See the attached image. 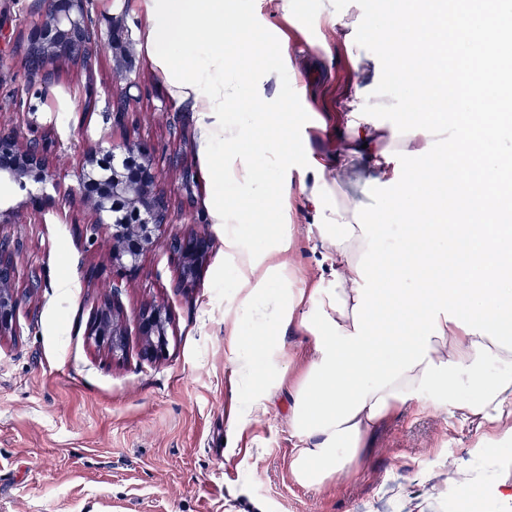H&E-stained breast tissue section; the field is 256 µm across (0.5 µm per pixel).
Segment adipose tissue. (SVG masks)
<instances>
[{
	"label": "adipose tissue",
	"instance_id": "obj_1",
	"mask_svg": "<svg viewBox=\"0 0 512 512\" xmlns=\"http://www.w3.org/2000/svg\"><path fill=\"white\" fill-rule=\"evenodd\" d=\"M161 9L153 34L154 50L169 70L180 75L181 96L193 98L199 111L220 112L231 88L212 85L201 91L195 74H181L182 59L194 35L204 32L205 45L212 59L236 55L250 36V23L240 11L225 12L224 0H159ZM346 133L336 141L337 158L364 153L379 182L394 177L393 164L384 153L390 150L418 151L425 135L393 137L391 130L349 116ZM224 134V164L219 180L229 183H257L261 176L249 160L253 143L244 131L218 129L209 125L206 139ZM312 183H300L298 192L315 208L324 210L321 239L329 251L331 267L341 284L337 289L348 305L358 301L356 264L367 244L353 218V203L345 197L324 200L320 184L332 168L331 161L312 158ZM274 210L279 221L256 225L257 233L272 240L271 247L256 251L238 234L228 235L224 247L235 263L237 286L243 306L272 299L279 328L300 326L313 303L314 284L300 282L299 269L292 259L296 248L292 197L284 191L275 194ZM443 337L431 340L428 357L422 364L402 374L392 385L370 393L364 409L341 426L304 438L303 446L291 459V470L302 485L320 486L334 476L350 472L364 463L368 444L378 426L391 416L419 403L425 407L451 405L461 416L478 427H491L494 437L512 440V352L495 346L485 336L465 333L453 322L442 324ZM468 382L473 395H457L461 382Z\"/></svg>",
	"mask_w": 512,
	"mask_h": 512
}]
</instances>
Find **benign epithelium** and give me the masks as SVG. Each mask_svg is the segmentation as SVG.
Instances as JSON below:
<instances>
[{
    "label": "benign epithelium",
    "instance_id": "obj_1",
    "mask_svg": "<svg viewBox=\"0 0 512 512\" xmlns=\"http://www.w3.org/2000/svg\"><path fill=\"white\" fill-rule=\"evenodd\" d=\"M109 0H34L37 20L17 33L15 51L22 56L27 85H39L45 91L57 82V64L67 62L88 74L83 112L95 107L93 67L102 51L112 49V77L123 83L114 100L112 131L121 140L112 141L106 155L112 163L100 168L97 182L102 191L89 195L86 178L97 164L100 151L83 152L78 188L62 189L60 176L49 162L55 139L43 131L29 130L21 135L0 131V180L20 181L34 177L50 185L63 196H79L82 204L96 215V223L78 226L77 236L91 239L104 231L109 241V266L112 270V296L99 304L87 329V339L106 349L112 356L126 353L128 332L122 320L120 284L140 271L143 255L164 237L171 223L170 203L160 188L161 174L152 166L151 148L144 141L130 140L126 129L133 105L141 96L138 80L130 77L128 48L131 38L124 33L121 19L106 17L107 30L101 29L100 4ZM181 269L180 286L186 288L197 278L211 241L207 235L189 231L167 242ZM15 244L0 236V335L15 336L19 330V312L23 300L36 297L43 287L41 275L26 277L27 297L18 294V277L14 259ZM167 316L158 307L142 311L138 334L142 339L141 355L146 359L161 356L167 346Z\"/></svg>",
    "mask_w": 512,
    "mask_h": 512
}]
</instances>
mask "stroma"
I'll use <instances>...</instances> for the list:
<instances>
[{
  "mask_svg": "<svg viewBox=\"0 0 512 512\" xmlns=\"http://www.w3.org/2000/svg\"><path fill=\"white\" fill-rule=\"evenodd\" d=\"M32 0H0V130L16 121L52 131L57 144L50 163L64 187L77 184L80 151L106 145L118 86L111 54H103L95 81L96 105L81 116L78 94L84 71L66 65L48 97L15 87L12 54L19 22L31 18ZM254 34L248 52L223 61L206 59L202 42L186 52L185 70L205 82L236 84L242 71L272 69L279 80L258 81L254 98L228 101L223 112L198 111L182 98L174 74L157 59L152 33L154 0H110L107 14L122 17L131 34L129 64L143 87L132 139L147 140L170 198L167 236L198 230L213 247L191 287L179 285L178 261L166 243L144 256L137 277L122 290L130 332L124 355L90 344L86 330L101 300L112 292L108 275L87 281L90 266H107L105 239L77 240L71 211L59 205L1 224L18 239L19 272L42 274L45 286L28 303L20 333L0 336V512H507L497 495L512 478V452L481 442L474 424L451 406L426 412L410 408L376 430L364 467L320 487L300 485L290 470L299 441L291 429L293 393L309 364L311 337L278 332L271 306L245 308L234 261L224 249L233 229L253 248L268 247L255 233L262 199L249 184L217 178L224 155L220 141L206 142L214 122L246 127L255 143L258 170H270L268 190L310 178L309 156L333 150L347 101L355 86L372 78L368 50L337 38L325 23L331 0H243ZM277 111L296 147L274 162L265 144L270 129L253 114L254 102ZM193 174L183 186L182 171ZM373 173L356 158L337 171V191L358 207L371 204ZM228 213L218 224L216 207ZM297 239L293 259L304 279L328 288L332 279L321 241L323 217L294 202ZM150 305L169 317L163 357L141 358L135 335L138 315ZM280 340L284 359L276 386L247 383L238 365L262 370V339ZM236 353H229V340ZM262 400L264 412L252 409ZM487 456L492 477L472 474L466 496L448 503V485L466 471L468 458Z\"/></svg>",
  "mask_w": 512,
  "mask_h": 512,
  "instance_id": "1",
  "label": "stroma"
}]
</instances>
